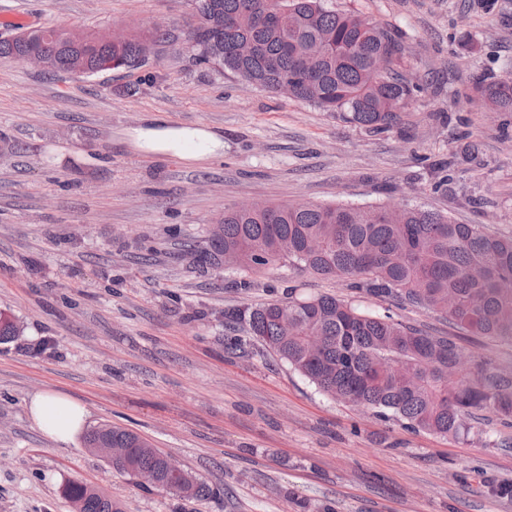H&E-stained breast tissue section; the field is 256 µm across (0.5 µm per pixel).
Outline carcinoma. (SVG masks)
Listing matches in <instances>:
<instances>
[{
	"label": "carcinoma",
	"instance_id": "cac0c4a2",
	"mask_svg": "<svg viewBox=\"0 0 512 512\" xmlns=\"http://www.w3.org/2000/svg\"><path fill=\"white\" fill-rule=\"evenodd\" d=\"M198 23L188 44L203 64L235 73L248 85L278 91L293 82L294 98L336 112L374 132L401 119L389 101L403 104L421 92L398 67L403 47L390 31L354 13L328 9L323 0H192ZM241 37L258 53L236 54ZM326 52L315 78L300 77L296 57L316 40ZM139 34L114 43L106 36L73 43L62 28H18L0 38V57L43 56L48 73L91 77L145 63ZM388 71L374 77L372 60ZM489 106L512 112V76L482 87ZM383 205H258L251 213L224 209V265L262 268L284 259L315 275L349 280L378 297L428 309L475 335L512 343V236L478 224L408 206L397 217ZM224 324L246 328L248 340L273 352L330 397L411 431L457 438L487 412L512 419V374L472 375L458 366L462 349L450 337L431 336L390 315L373 316L332 295L272 299L224 311ZM112 447L127 449L112 468L131 478L141 469L159 474V488L205 499L208 485L187 470L171 473L167 454L139 434L111 427ZM84 512H121L112 498L85 484L64 488Z\"/></svg>",
	"mask_w": 512,
	"mask_h": 512
}]
</instances>
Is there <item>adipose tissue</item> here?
I'll return each instance as SVG.
<instances>
[{"mask_svg":"<svg viewBox=\"0 0 512 512\" xmlns=\"http://www.w3.org/2000/svg\"><path fill=\"white\" fill-rule=\"evenodd\" d=\"M125 141L136 152L153 156L174 154L192 166L205 165L224 152L223 133L204 126H178L156 114L128 130ZM28 409L41 430L63 445L76 443L87 417L82 405L56 394L33 395Z\"/></svg>","mask_w":512,"mask_h":512,"instance_id":"adipose-tissue-1","label":"adipose tissue"}]
</instances>
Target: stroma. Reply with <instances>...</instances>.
Returning <instances> with one entry per match:
<instances>
[{
    "label": "stroma",
    "mask_w": 512,
    "mask_h": 512,
    "mask_svg": "<svg viewBox=\"0 0 512 512\" xmlns=\"http://www.w3.org/2000/svg\"><path fill=\"white\" fill-rule=\"evenodd\" d=\"M391 30L424 89L373 132L200 63L191 0H0L13 22L168 38L136 69L53 76L0 58V512H71L80 482L122 512H512V426L456 439L413 432L321 392L258 348L224 350V312L288 293L331 294L431 333L446 320L278 262L220 266L210 230L242 201L421 206L512 235V112L476 87L512 59V0H327ZM224 135L202 167L134 152L146 114ZM451 172L447 190L437 187ZM469 372L512 371V344L461 334ZM67 395L88 426L133 430L205 481L183 499L60 445L30 398Z\"/></svg>",
    "instance_id": "1"
}]
</instances>
